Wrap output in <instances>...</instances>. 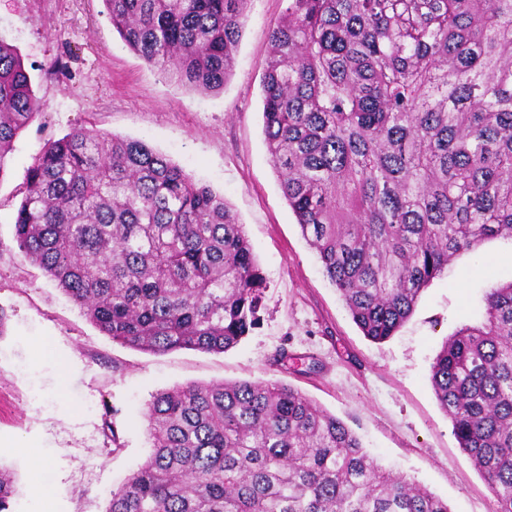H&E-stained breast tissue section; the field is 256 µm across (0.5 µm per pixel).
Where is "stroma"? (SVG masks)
<instances>
[{"mask_svg": "<svg viewBox=\"0 0 512 512\" xmlns=\"http://www.w3.org/2000/svg\"><path fill=\"white\" fill-rule=\"evenodd\" d=\"M287 5L249 0L232 72L223 91L206 94L146 67L104 0H0V38L18 49L43 103L0 180V469L14 478L16 512H29L46 471L57 512H106L151 452L146 413L157 392L242 380L300 390L451 512H492L487 483L434 398L430 366L449 336L482 321L485 293L512 280V241L452 261L389 340L363 336L268 160L261 83L268 32ZM58 57L63 79L48 71ZM89 124L145 141L237 215L266 282L260 324L240 344L221 354L121 346L20 253L13 222L27 169L48 139Z\"/></svg>", "mask_w": 512, "mask_h": 512, "instance_id": "35a3bbf8", "label": "stroma"}]
</instances>
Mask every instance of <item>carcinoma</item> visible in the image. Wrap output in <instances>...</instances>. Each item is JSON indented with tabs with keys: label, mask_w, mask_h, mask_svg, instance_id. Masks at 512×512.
Masks as SVG:
<instances>
[{
	"label": "carcinoma",
	"mask_w": 512,
	"mask_h": 512,
	"mask_svg": "<svg viewBox=\"0 0 512 512\" xmlns=\"http://www.w3.org/2000/svg\"><path fill=\"white\" fill-rule=\"evenodd\" d=\"M262 85L269 161L355 324L393 336L456 256L512 239V0H288ZM147 66L224 90L248 0H104ZM42 104L0 40V181ZM14 239L99 331L150 354L223 353L264 278L224 196L145 142L81 127L28 169ZM448 337L430 381L512 512V282ZM152 452L107 512H450L302 392L250 381L153 396ZM14 485L0 471V512Z\"/></svg>",
	"instance_id": "cac0c4a2"
}]
</instances>
